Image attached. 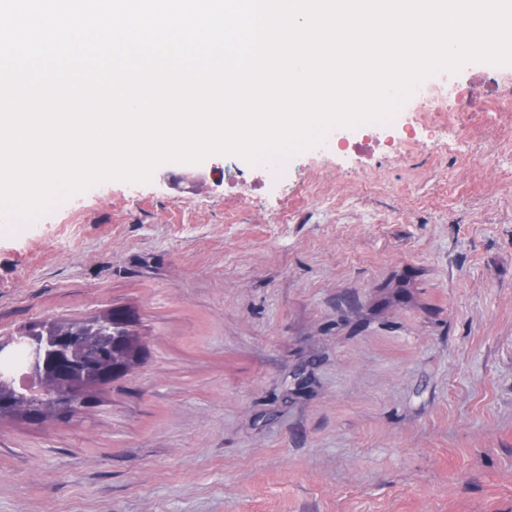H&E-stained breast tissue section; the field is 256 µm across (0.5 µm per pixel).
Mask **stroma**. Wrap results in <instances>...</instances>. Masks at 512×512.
Masks as SVG:
<instances>
[{"mask_svg":"<svg viewBox=\"0 0 512 512\" xmlns=\"http://www.w3.org/2000/svg\"><path fill=\"white\" fill-rule=\"evenodd\" d=\"M512 65L393 158L274 184L225 156L0 222V336L127 309L145 346L60 421L0 417V512H512ZM308 366L305 396H289Z\"/></svg>","mask_w":512,"mask_h":512,"instance_id":"35a3bbf8","label":"stroma"}]
</instances>
